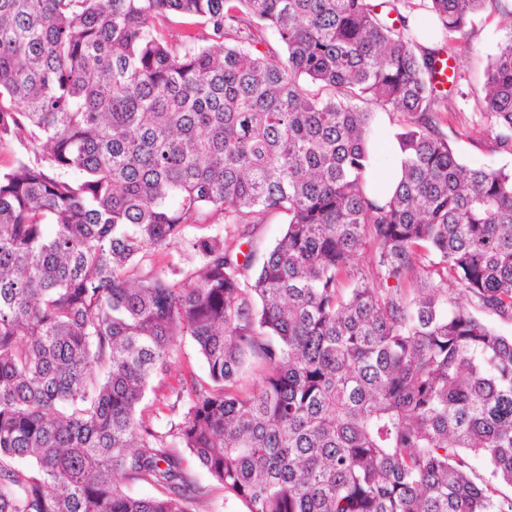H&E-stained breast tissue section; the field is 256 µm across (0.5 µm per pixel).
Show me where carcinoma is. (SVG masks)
<instances>
[{"instance_id":"1","label":"carcinoma","mask_w":512,"mask_h":512,"mask_svg":"<svg viewBox=\"0 0 512 512\" xmlns=\"http://www.w3.org/2000/svg\"><path fill=\"white\" fill-rule=\"evenodd\" d=\"M226 2L0 0V512H512V336L455 301L512 320V170L459 161L438 77L499 0ZM479 112L512 146V34ZM274 213L258 265L187 235ZM181 244L201 265L161 266ZM186 337L207 376L161 429ZM384 121L387 123L385 125H383V127L381 128V130L379 131L378 136H377L376 142H378V147H377V149H375L376 161H377V165L380 170L384 169L390 163L391 157H392V164L389 167V169L381 175L382 180L384 181V184L378 188V193L380 196H386L389 193H391L395 189V186L397 185V183L401 177V166H400L401 156H400V150L398 148L397 143L395 141H393L392 139H389V140L387 139L383 143V145H384L385 149L388 151V153L379 148L381 142L385 139V136L388 133H391V131L393 129V125L389 123L387 117H385ZM390 155H391V157H390ZM206 373L204 361L190 341L185 340L182 344V352L171 372L158 376L152 382L151 389L140 405L141 415L145 420L163 426L169 419H176L179 416V410H171L164 398L174 387L179 388L191 377L204 379Z\"/></svg>"}]
</instances>
